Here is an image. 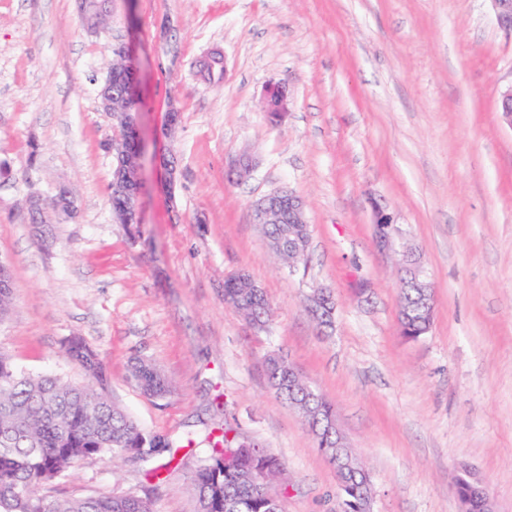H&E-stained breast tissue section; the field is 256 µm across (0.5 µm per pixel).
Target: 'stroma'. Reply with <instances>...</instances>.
Segmentation results:
<instances>
[{"label": "stroma", "instance_id": "stroma-1", "mask_svg": "<svg viewBox=\"0 0 512 512\" xmlns=\"http://www.w3.org/2000/svg\"><path fill=\"white\" fill-rule=\"evenodd\" d=\"M119 40L139 61L136 236L112 221V120L97 100ZM213 52L217 86L199 74ZM272 83L290 91L276 123L263 108ZM511 84L512 38L488 0H112L96 35L74 0H0V259L14 294L0 351L77 381L64 344L81 337L113 403L180 446L162 480L102 454L50 494L131 492L154 512H195L187 476L227 428L285 464L283 512H339L335 470L268 384L264 357L279 351L335 405L374 512H460L464 466L493 512H512V126L499 110ZM172 102L182 122L171 140ZM242 152L256 167L229 181ZM169 153L181 168L171 198L159 164ZM61 183L77 214L40 236L26 200ZM282 189L304 200L311 229L292 271L254 218L255 201ZM375 200L427 263L434 317L415 341L400 334ZM239 271L273 305L268 331L224 301ZM316 288L336 297L328 337L303 306ZM134 358L169 378L166 399L131 381Z\"/></svg>", "mask_w": 512, "mask_h": 512}]
</instances>
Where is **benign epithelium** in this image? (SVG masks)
I'll use <instances>...</instances> for the list:
<instances>
[{
  "mask_svg": "<svg viewBox=\"0 0 512 512\" xmlns=\"http://www.w3.org/2000/svg\"><path fill=\"white\" fill-rule=\"evenodd\" d=\"M499 28L512 38V0H491ZM112 53L125 61V65L109 71L108 77L97 88V100L102 111L110 115L113 126L119 135L108 140L106 148L112 152V181L110 192L113 196L112 218L123 223L129 209L138 204L142 183V145L139 142L138 122L131 120L127 112L130 104L136 102L135 80L137 68L132 62L129 46L117 42ZM181 125V111L175 104H169L166 111L163 135L170 138ZM169 189V202L176 203L174 187L179 179L180 170L173 158L162 160ZM256 166L254 158L242 153L230 162L229 173L241 178ZM256 216L263 224H304L303 201L288 190L270 193L257 201L254 206ZM28 212L33 224H49L52 218H71L76 214L75 201L71 191L65 185L57 188L52 197V205L40 197L28 198ZM375 217V238L379 250L383 253H398L400 263V287L421 288L427 291L425 309L434 307L431 282L423 256L407 248L399 237L398 229L391 214L380 205L373 206ZM307 309L313 320L320 324L325 332L333 326L335 306L331 305L333 294L319 289L306 296ZM467 485L468 497L477 504L479 512H492L489 490L485 483L468 467L461 468L455 481V490Z\"/></svg>",
  "mask_w": 512,
  "mask_h": 512,
  "instance_id": "7a95c632",
  "label": "benign epithelium"
}]
</instances>
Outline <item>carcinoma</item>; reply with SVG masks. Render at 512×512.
Returning a JSON list of instances; mask_svg holds the SVG:
<instances>
[{
    "mask_svg": "<svg viewBox=\"0 0 512 512\" xmlns=\"http://www.w3.org/2000/svg\"><path fill=\"white\" fill-rule=\"evenodd\" d=\"M270 250L288 263V247L302 248L297 224H265ZM247 273L224 281V301L252 326L268 329L272 304L264 289L254 287ZM429 327L420 314L400 324L401 334L416 340ZM66 354L79 367L94 371L98 385L86 387L55 376L33 375L19 369L0 352V512H152L151 502L134 493L92 497L51 498L46 486L78 462L102 453L153 459L172 452L173 442L144 432L106 392V376L97 355L79 337L71 338ZM270 387L303 418L314 445L336 466L337 495L346 512H363L370 494V475L336 431V411L324 396L288 370L279 353L266 355ZM130 378L147 397L162 400L171 384L153 363L136 358ZM209 456L199 460L189 477L196 512H281L285 486L282 462L267 449L229 438V431L213 434Z\"/></svg>",
    "mask_w": 512,
    "mask_h": 512,
    "instance_id": "1",
    "label": "carcinoma"
}]
</instances>
